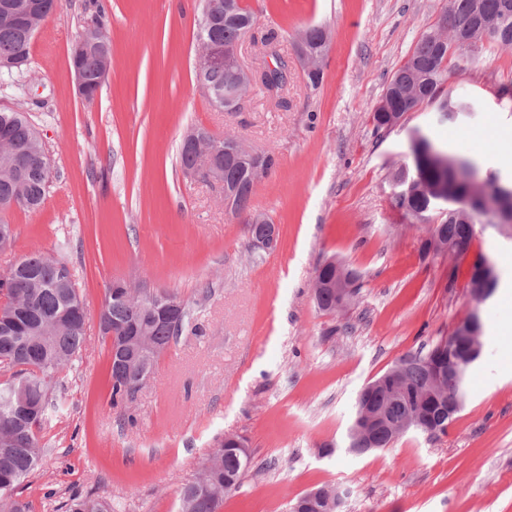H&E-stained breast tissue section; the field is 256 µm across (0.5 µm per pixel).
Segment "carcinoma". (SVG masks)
I'll return each mask as SVG.
<instances>
[{"label":"carcinoma","instance_id":"cac0c4a2","mask_svg":"<svg viewBox=\"0 0 512 512\" xmlns=\"http://www.w3.org/2000/svg\"><path fill=\"white\" fill-rule=\"evenodd\" d=\"M214 5L216 18L204 30V38L224 46L239 41L256 22L254 11L243 0H205ZM99 36L96 44L83 43L78 34L75 44L84 49L71 53L73 68L82 71L87 90L103 87L112 67V44L106 31L93 26ZM278 33L270 29L261 38L263 47L275 57V70L263 73L260 89L278 95L288 83V63L273 50ZM299 46L306 54L324 57L330 35L323 26H310L299 33ZM512 46V0H449L445 24L429 26L418 39L405 63L387 83V105L373 113L376 129L389 125L390 114L403 112L410 106L437 104L442 119L453 121L469 109V105L443 95L448 79V60L463 58L469 49L484 42ZM32 33L24 20L0 16V63L16 61L1 67L9 76L22 71L30 58ZM6 138L22 153L27 166L19 175L9 168L10 156L0 152V214L17 207L37 211L45 198L50 166L44 145L29 118L23 112L0 110V139ZM410 162L399 167L393 181L399 191L396 206L414 221L428 225L429 237L421 244L424 254L447 248L453 264L448 268V287L456 283L461 265L468 263L470 294L476 304L490 298L499 285L492 258L479 251L468 260L475 238L474 225L486 221V211L469 203V197L484 193L467 181L480 167L471 160L459 159L461 171L444 173L416 151H410ZM276 165L274 153L244 161L224 156V185L234 191V211L250 207L253 169L266 176ZM488 187L500 200L512 201V182L504 183L495 174L486 175ZM323 284L316 299L320 310L336 313L339 297L331 284L340 281L350 289L349 299L358 296L360 274L345 265L320 267L316 271ZM17 287L8 289L6 307L13 312L10 326L0 325V365L11 370L0 381V512H31L29 503L15 496L17 487L35 468L43 446L40 429L50 411L58 407L53 390L63 368L72 364L84 344L85 308L76 288L73 269L62 258L34 252L22 258L15 270ZM166 299L181 306L178 322L155 319L146 307L150 300ZM193 319L190 308L173 291L145 290L134 298H124L119 289L106 290L102 309V336L110 346H119L132 329H138L162 342L174 343ZM484 323L479 308L455 327L450 336L428 351H417L399 358L409 361L402 376L385 380L367 399L370 412L381 417L379 425L365 434L351 425L347 433L350 451L363 454L369 448H385L401 435L400 423L411 415L420 421L418 431L429 436L448 432L455 415L448 414L432 386L433 370L449 373L450 398L463 405L466 377L480 358ZM112 403L132 399L142 381V367L129 359L110 364ZM26 382L27 414L15 412L14 386ZM264 464L256 461L245 439H227L217 444L194 481L180 492L179 512H223L224 496L237 491L246 476L259 471ZM67 512H114L104 497H74Z\"/></svg>","mask_w":512,"mask_h":512}]
</instances>
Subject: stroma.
Returning a JSON list of instances; mask_svg holds the SVG:
<instances>
[{"label":"stroma","mask_w":512,"mask_h":512,"mask_svg":"<svg viewBox=\"0 0 512 512\" xmlns=\"http://www.w3.org/2000/svg\"><path fill=\"white\" fill-rule=\"evenodd\" d=\"M245 2L258 33L278 32L289 74L280 98L253 90L239 112L215 111L196 83L203 0H61L23 73L0 80V110L26 109L50 165L41 210L5 214L15 239L0 270L37 250L64 252L86 309L82 351L59 375L60 407L42 426L46 450L20 499L34 512L75 493L121 512H178L181 487L235 434L266 468L225 498L224 512H289L322 485L346 490L343 512H512V340L498 334L512 327V301L477 305L465 280L449 286L448 256L422 255L426 227L396 207L391 180L418 134L512 179V48L487 43L469 62H449L444 91L470 106L455 121L425 104L378 130L371 114L388 80L448 0ZM94 24L112 40V69L87 100L70 52ZM309 25L331 32L314 91L294 48ZM194 127L275 154L247 211L226 213L219 186L182 169ZM256 213L280 233L257 263ZM473 248L512 281L511 238L479 224ZM331 259L364 281L336 315L313 297L316 270ZM118 277L178 293L195 325L116 405L98 315ZM476 306L482 355L447 433L410 431L383 449L349 451L362 388Z\"/></svg>","instance_id":"1"}]
</instances>
